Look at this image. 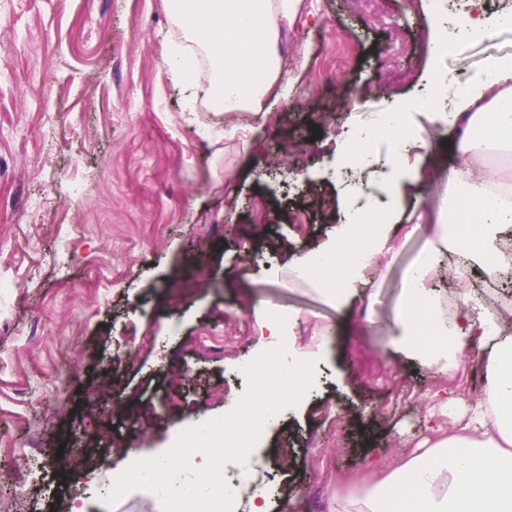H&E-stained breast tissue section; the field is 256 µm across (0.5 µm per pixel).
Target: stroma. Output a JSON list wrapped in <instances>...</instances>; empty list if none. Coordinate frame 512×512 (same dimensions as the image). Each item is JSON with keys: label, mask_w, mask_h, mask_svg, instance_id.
<instances>
[{"label": "stroma", "mask_w": 512, "mask_h": 512, "mask_svg": "<svg viewBox=\"0 0 512 512\" xmlns=\"http://www.w3.org/2000/svg\"><path fill=\"white\" fill-rule=\"evenodd\" d=\"M430 17L427 0H301L283 35L292 98L227 116L185 111L164 0H0V279L13 303L0 315V512H169L148 486L113 497V472L229 413L247 386L235 366L266 350L273 307L319 384L259 447L269 512H308L314 497L336 512L466 425L486 384L479 357L450 372L392 341L453 191L430 110H410L402 164L429 180L344 299L291 262L335 244L357 205L338 167L353 131L432 97L437 72L512 59V28L434 56ZM258 124L260 146L244 151ZM317 194L333 210L294 223ZM257 201L267 224L250 217Z\"/></svg>", "instance_id": "obj_1"}]
</instances>
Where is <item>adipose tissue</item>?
I'll list each match as a JSON object with an SVG mask.
<instances>
[{
  "instance_id": "adipose-tissue-1",
  "label": "adipose tissue",
  "mask_w": 512,
  "mask_h": 512,
  "mask_svg": "<svg viewBox=\"0 0 512 512\" xmlns=\"http://www.w3.org/2000/svg\"><path fill=\"white\" fill-rule=\"evenodd\" d=\"M301 0H167L177 35L168 53L173 77L186 88L184 107L220 100L226 113L262 111L270 97L288 98L292 87L282 63V32L298 15ZM206 66L209 81L199 86L197 70ZM438 90L456 102L442 123L452 131L456 163L450 178L456 193L448 200L430 242L432 255L448 244L460 250L454 270L464 281L473 262L495 269L512 267V186L486 179L487 162L474 143L482 127L501 137L512 150V60L496 61L460 80L441 78ZM408 179H387L390 200L383 209H367L351 219L349 240L337 244L319 273L321 280L344 287L346 280L371 266L382 249L387 225L409 195ZM431 262H421L409 277L407 294L394 325V340L419 354L445 351L456 356L480 352L486 371L484 399L472 410L464 431L442 437L423 454L385 474L352 512H512V332L498 312L478 305L462 290L452 322L438 320L427 291ZM277 357L255 374L252 388L237 400L217 434L204 433L189 452L213 455L239 472V490L248 495L252 512H268L269 492L255 476L259 461L241 453L251 415L264 408L275 387L304 376L303 366L277 369ZM218 468L202 484L186 485L169 460L157 470L163 483L180 494H198L217 484Z\"/></svg>"
}]
</instances>
